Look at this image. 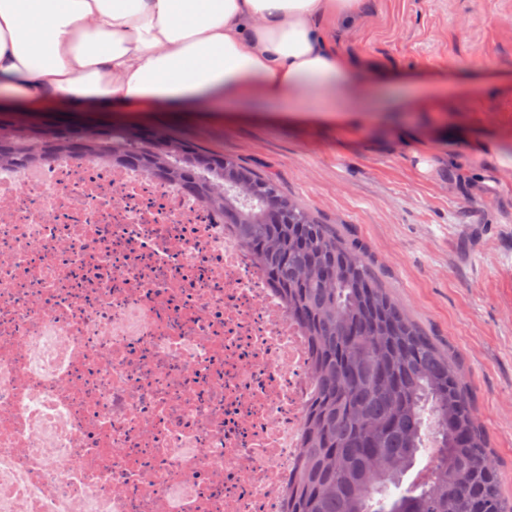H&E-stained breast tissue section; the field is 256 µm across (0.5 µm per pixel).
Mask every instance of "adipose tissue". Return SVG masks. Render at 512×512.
Instances as JSON below:
<instances>
[{"label":"adipose tissue","mask_w":512,"mask_h":512,"mask_svg":"<svg viewBox=\"0 0 512 512\" xmlns=\"http://www.w3.org/2000/svg\"><path fill=\"white\" fill-rule=\"evenodd\" d=\"M360 0H0V89L31 107L79 100L152 111L206 100L285 105L314 96L340 112L409 106L355 74L321 35Z\"/></svg>","instance_id":"obj_1"}]
</instances>
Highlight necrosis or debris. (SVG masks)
Returning <instances> with one entry per match:
<instances>
[{"mask_svg": "<svg viewBox=\"0 0 512 512\" xmlns=\"http://www.w3.org/2000/svg\"><path fill=\"white\" fill-rule=\"evenodd\" d=\"M312 364L223 209L0 163V512H287Z\"/></svg>", "mask_w": 512, "mask_h": 512, "instance_id": "obj_1", "label": "necrosis or debris"}]
</instances>
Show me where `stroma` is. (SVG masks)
<instances>
[{"mask_svg":"<svg viewBox=\"0 0 512 512\" xmlns=\"http://www.w3.org/2000/svg\"><path fill=\"white\" fill-rule=\"evenodd\" d=\"M323 32L359 76L408 84L413 103L356 130L335 116L252 103L233 113L129 112L114 122L165 127L276 178L281 190L360 246L372 275L463 368L475 416L512 499V171L484 164L420 173L398 130L463 135L512 151V0H361Z\"/></svg>","mask_w":512,"mask_h":512,"instance_id":"35a3bbf8","label":"stroma"}]
</instances>
